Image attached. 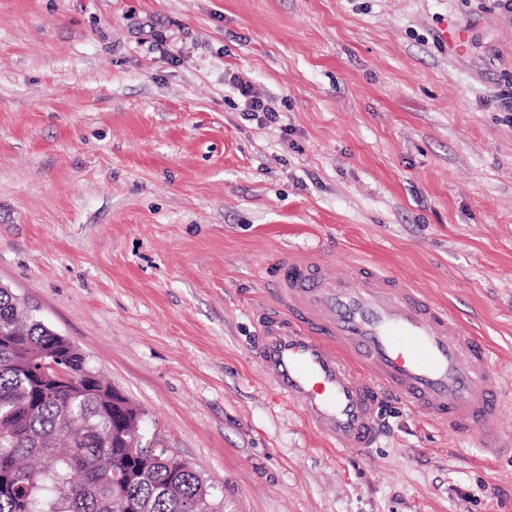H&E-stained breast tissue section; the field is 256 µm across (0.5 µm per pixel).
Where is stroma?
I'll return each instance as SVG.
<instances>
[{"mask_svg": "<svg viewBox=\"0 0 512 512\" xmlns=\"http://www.w3.org/2000/svg\"><path fill=\"white\" fill-rule=\"evenodd\" d=\"M286 251L412 281L512 384L500 0H0V285L145 436L224 512H512V399L465 435L386 400L365 457L279 395L254 347ZM230 80H232V83L244 99L247 116L260 117L259 114L262 113V116L270 122L276 119L274 108L266 100L255 95L248 82L236 76H232Z\"/></svg>", "mask_w": 512, "mask_h": 512, "instance_id": "35a3bbf8", "label": "stroma"}]
</instances>
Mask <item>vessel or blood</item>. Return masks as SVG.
Returning a JSON list of instances; mask_svg holds the SVG:
<instances>
[{
    "label": "vessel or blood",
    "mask_w": 512,
    "mask_h": 512,
    "mask_svg": "<svg viewBox=\"0 0 512 512\" xmlns=\"http://www.w3.org/2000/svg\"><path fill=\"white\" fill-rule=\"evenodd\" d=\"M275 310L255 356L333 451L367 453L385 397L459 433L489 421L511 392L488 347L446 305L366 262L346 275L311 255L282 259Z\"/></svg>",
    "instance_id": "b4317fda"
}]
</instances>
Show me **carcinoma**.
<instances>
[{
  "mask_svg": "<svg viewBox=\"0 0 512 512\" xmlns=\"http://www.w3.org/2000/svg\"><path fill=\"white\" fill-rule=\"evenodd\" d=\"M53 358L79 381L39 387L34 371ZM126 403L0 288V512H224V495L174 452L134 456L112 434Z\"/></svg>",
  "mask_w": 512,
  "mask_h": 512,
  "instance_id": "cac0c4a2",
  "label": "carcinoma"
}]
</instances>
